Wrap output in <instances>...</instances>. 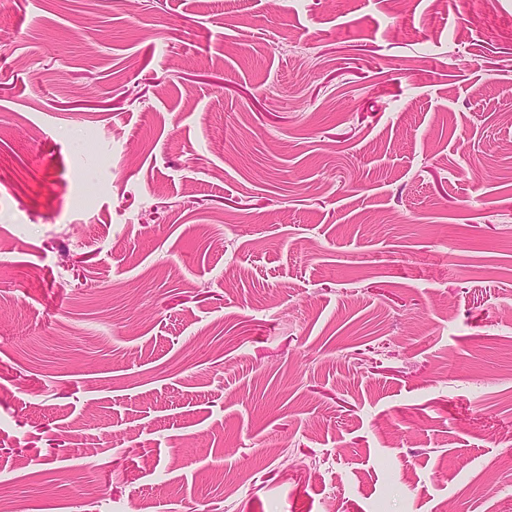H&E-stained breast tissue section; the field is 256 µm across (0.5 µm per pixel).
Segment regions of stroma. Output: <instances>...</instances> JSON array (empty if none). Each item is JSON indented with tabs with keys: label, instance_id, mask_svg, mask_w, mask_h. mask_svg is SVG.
Instances as JSON below:
<instances>
[{
	"label": "stroma",
	"instance_id": "1",
	"mask_svg": "<svg viewBox=\"0 0 512 512\" xmlns=\"http://www.w3.org/2000/svg\"><path fill=\"white\" fill-rule=\"evenodd\" d=\"M512 512V0H0V496Z\"/></svg>",
	"mask_w": 512,
	"mask_h": 512
}]
</instances>
